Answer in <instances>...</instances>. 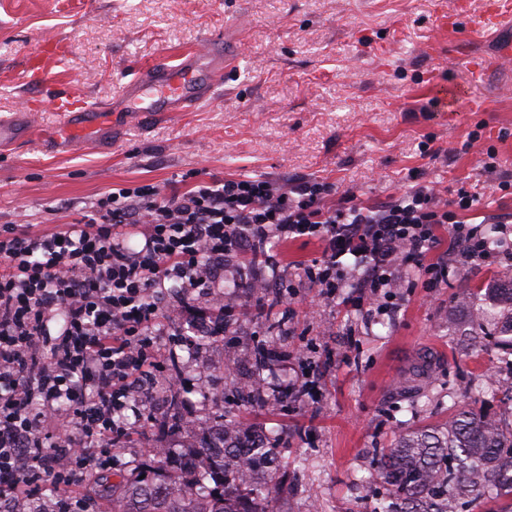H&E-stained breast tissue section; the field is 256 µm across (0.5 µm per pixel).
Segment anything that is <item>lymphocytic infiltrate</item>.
Masks as SVG:
<instances>
[{"mask_svg":"<svg viewBox=\"0 0 512 512\" xmlns=\"http://www.w3.org/2000/svg\"><path fill=\"white\" fill-rule=\"evenodd\" d=\"M331 192L322 181L250 178L200 180L168 197L123 184L54 231L0 225V500L35 510L49 496L55 512H88L68 490L111 468L133 393L165 369L155 349L163 297L219 287L226 255L314 239L322 251L305 275L322 296L353 277L371 299L394 287L401 265L432 288L447 278V263L428 259L440 229L467 243V258L488 255L457 218L473 204L467 191L450 208L420 186L376 209L324 206Z\"/></svg>","mask_w":512,"mask_h":512,"instance_id":"lymphocytic-infiltrate-1","label":"lymphocytic infiltrate"}]
</instances>
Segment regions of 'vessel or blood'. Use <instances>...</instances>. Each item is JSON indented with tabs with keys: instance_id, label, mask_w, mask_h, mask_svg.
I'll list each match as a JSON object with an SVG mask.
<instances>
[{
	"instance_id": "b4317fda",
	"label": "vessel or blood",
	"mask_w": 512,
	"mask_h": 512,
	"mask_svg": "<svg viewBox=\"0 0 512 512\" xmlns=\"http://www.w3.org/2000/svg\"><path fill=\"white\" fill-rule=\"evenodd\" d=\"M472 29L512 28V0H486L483 11L469 13L460 6ZM512 58V40L501 43L495 57H471L467 66L474 76H482L496 66L498 60ZM237 52L227 50L222 38H214L202 49L182 53L176 61L161 59L140 68L136 78L128 83L112 101L110 111L123 123H132L145 114L160 117L172 112L193 111L208 99L222 81L234 71ZM74 136L97 143L107 131L100 122L101 111L88 106L82 97L59 98L56 103Z\"/></svg>"
}]
</instances>
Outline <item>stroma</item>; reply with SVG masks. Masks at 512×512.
<instances>
[{
  "label": "stroma",
  "instance_id": "1",
  "mask_svg": "<svg viewBox=\"0 0 512 512\" xmlns=\"http://www.w3.org/2000/svg\"><path fill=\"white\" fill-rule=\"evenodd\" d=\"M457 0H0V119L22 107L36 131L0 148V225L41 230L80 217L110 188L152 184L167 196L200 179L263 178L292 184L330 183V206L351 201L379 206L419 185L455 201L466 189L476 201L460 218L484 230L500 224L512 243V62L472 79L455 52L464 46L495 55L508 31L449 28ZM242 29L241 55L223 87L191 112L155 117L124 129L102 151L76 145L51 152L62 137L54 105L74 93L104 107L143 66L196 49L228 24ZM62 43L41 80H30L28 57ZM458 92L481 102L468 111L446 102ZM461 243L442 235L435 258L448 277L425 288L413 266L399 268L394 312L362 303L357 288L344 298L321 296L303 269L321 253L315 240L270 242L226 258L241 278L266 280V291L237 289L224 338L205 346L213 372L190 362L157 378L190 382L192 409L173 426L169 408L138 398L130 434L113 447L112 467L96 470L75 496L109 512L112 474L130 471L150 448L176 454L197 444L214 417L227 413L268 436H284L278 463L288 477L281 512H349L364 493L370 449L415 424H434L445 408L412 412L400 382L428 372L447 388L484 382L493 352H472L458 337L471 308L456 296L512 267L499 252L467 260ZM291 300H282L285 290ZM157 326L161 354L181 327L211 316V300L181 303ZM274 305L285 321L267 333L258 315ZM271 352L257 370L253 350ZM258 383L277 408L241 406L234 395Z\"/></svg>",
  "mask_w": 512,
  "mask_h": 512
}]
</instances>
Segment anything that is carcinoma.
<instances>
[{"label":"carcinoma","mask_w":512,"mask_h":512,"mask_svg":"<svg viewBox=\"0 0 512 512\" xmlns=\"http://www.w3.org/2000/svg\"><path fill=\"white\" fill-rule=\"evenodd\" d=\"M484 319L473 345L493 348L512 366V277L472 288ZM474 408L440 426L408 427L386 448L371 450L365 512H472L499 502L512 512V424ZM182 459L153 451L137 472L116 475L112 512H277L282 441L222 419Z\"/></svg>","instance_id":"carcinoma-1"}]
</instances>
